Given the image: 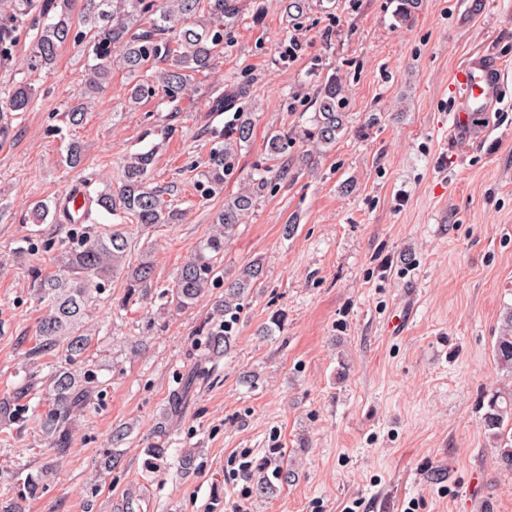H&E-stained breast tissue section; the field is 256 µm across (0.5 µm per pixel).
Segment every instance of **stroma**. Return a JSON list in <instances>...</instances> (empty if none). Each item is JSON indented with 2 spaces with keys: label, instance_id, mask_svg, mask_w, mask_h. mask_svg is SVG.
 <instances>
[{
  "label": "stroma",
  "instance_id": "35a3bbf8",
  "mask_svg": "<svg viewBox=\"0 0 512 512\" xmlns=\"http://www.w3.org/2000/svg\"><path fill=\"white\" fill-rule=\"evenodd\" d=\"M456 2L421 0L402 21L399 0H315L295 27L281 0H246L188 100L130 104L131 78L116 68L76 125L65 112L84 87L83 46L66 45L51 72L35 73L18 64L33 37H18L16 63L0 66V95L24 82L35 96L28 111L0 119V397L22 380L25 339L42 313L33 272L52 268L53 244L72 232L33 223L30 203H55L79 178L94 191L116 182L127 154L158 143L151 184L185 213L149 228L126 220L131 262L153 265L150 292L122 307L127 285L117 275L90 309L96 337L84 362L104 395L79 416L59 475L25 512H114L126 493L142 512H224L238 493L227 459L241 448L252 451V477L273 487L244 512H512V471L483 426L491 393L512 392V373L493 355L512 307V72L503 110L472 117L465 143L448 139L468 59L512 62V0H474L471 12ZM293 38L300 47L290 58ZM333 76L348 126L306 164L299 133L314 111L305 101ZM232 78L248 87L253 133L223 194L208 196L193 184L213 130L234 115L214 117L204 104ZM276 133L294 138L287 178L239 225L220 284L174 310L164 291L177 268L225 195L271 166L265 143ZM73 142L84 149L76 169L64 161ZM291 219L298 229L288 236ZM256 261L262 276L231 353L169 428L170 448L195 449L193 472L145 471V441L200 352L223 279ZM248 373L255 386L242 383ZM123 423L133 431L120 464L97 472ZM45 448L31 428L0 438V499L15 495L19 473L35 471ZM280 466L290 479L274 476Z\"/></svg>",
  "mask_w": 512,
  "mask_h": 512
}]
</instances>
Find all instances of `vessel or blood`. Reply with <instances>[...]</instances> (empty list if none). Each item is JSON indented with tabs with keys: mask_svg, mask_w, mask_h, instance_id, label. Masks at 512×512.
<instances>
[{
	"mask_svg": "<svg viewBox=\"0 0 512 512\" xmlns=\"http://www.w3.org/2000/svg\"><path fill=\"white\" fill-rule=\"evenodd\" d=\"M504 61L484 56L471 59L457 79L464 89L463 104L454 117L458 132H466L470 115L495 112L504 99ZM93 204V199L83 180L70 184L59 202V220L64 224L83 223Z\"/></svg>",
	"mask_w": 512,
	"mask_h": 512,
	"instance_id": "obj_1",
	"label": "vessel or blood"
}]
</instances>
